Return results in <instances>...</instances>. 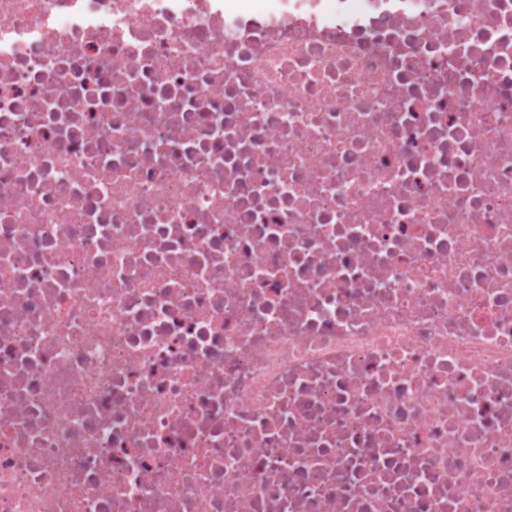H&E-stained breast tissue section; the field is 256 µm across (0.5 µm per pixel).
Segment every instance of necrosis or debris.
<instances>
[{
    "mask_svg": "<svg viewBox=\"0 0 512 512\" xmlns=\"http://www.w3.org/2000/svg\"><path fill=\"white\" fill-rule=\"evenodd\" d=\"M0 512H512V0H0Z\"/></svg>",
    "mask_w": 512,
    "mask_h": 512,
    "instance_id": "4bbe7bcc",
    "label": "necrosis or debris"
}]
</instances>
